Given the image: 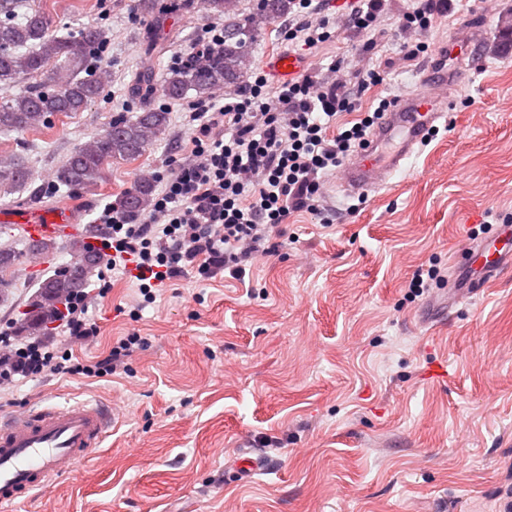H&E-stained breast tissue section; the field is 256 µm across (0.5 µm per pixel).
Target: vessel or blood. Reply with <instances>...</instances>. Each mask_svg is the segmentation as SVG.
<instances>
[{
  "label": "vessel or blood",
  "instance_id": "vessel-or-blood-1",
  "mask_svg": "<svg viewBox=\"0 0 512 512\" xmlns=\"http://www.w3.org/2000/svg\"><path fill=\"white\" fill-rule=\"evenodd\" d=\"M447 102L437 100L431 87L399 99L376 127L372 143L353 156L343 170L349 193L365 192L400 170L429 129L447 120ZM1 224L24 225L33 239L67 238L78 234L70 206L53 210L6 209ZM469 254L487 274L512 264V240L481 239ZM109 414L98 404L78 402L48 405L0 422V507H12L34 492L45 491L53 479L91 456L108 429Z\"/></svg>",
  "mask_w": 512,
  "mask_h": 512
}]
</instances>
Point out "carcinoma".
<instances>
[{
    "instance_id": "carcinoma-1",
    "label": "carcinoma",
    "mask_w": 512,
    "mask_h": 512,
    "mask_svg": "<svg viewBox=\"0 0 512 512\" xmlns=\"http://www.w3.org/2000/svg\"><path fill=\"white\" fill-rule=\"evenodd\" d=\"M238 2L202 0L211 18L224 21V40L188 54L160 84L149 74L139 77L133 93L144 99L158 94L182 100L191 91L205 97L216 88L238 84L251 66L252 44L263 26L289 13L293 0H260L257 10L247 15L239 13ZM25 6L26 0H0V13L4 14L0 20V84L9 86L21 77L29 80L49 73H63L65 77L51 85L39 81L0 102V133L35 128L49 114L80 112L103 93L102 82L90 68L103 49L102 32L88 26L70 38L51 37V21L39 9L25 12L20 23L11 19ZM167 124V113L155 108L113 121L103 133L70 154L57 172L58 182L76 188L96 185L108 160L141 156L165 132ZM29 179V169L18 159H0V189L21 188ZM152 191L151 183L143 181L119 198L116 206L130 213H143L151 206ZM68 247L73 260L38 281L41 303L27 312L24 322V330L31 336L38 335L53 319L56 303L86 287L90 274L101 262L100 255L82 238L71 239ZM56 249L57 243L49 239L28 243L30 253L45 258Z\"/></svg>"
}]
</instances>
